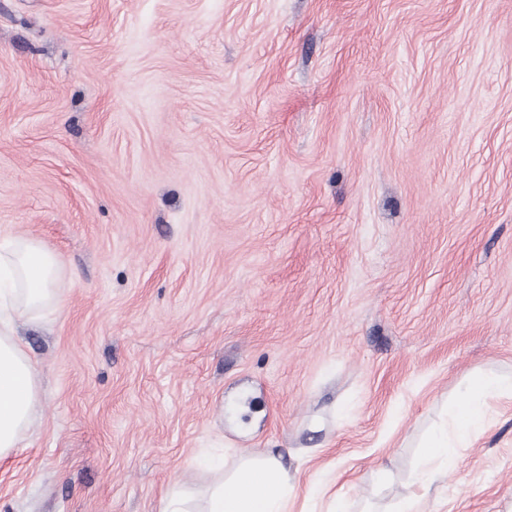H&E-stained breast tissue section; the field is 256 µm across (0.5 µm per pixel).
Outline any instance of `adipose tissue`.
<instances>
[{
    "instance_id": "obj_1",
    "label": "adipose tissue",
    "mask_w": 512,
    "mask_h": 512,
    "mask_svg": "<svg viewBox=\"0 0 512 512\" xmlns=\"http://www.w3.org/2000/svg\"><path fill=\"white\" fill-rule=\"evenodd\" d=\"M61 272L57 256L33 237L0 243V457L20 448L40 404L39 370L13 338L16 318L56 302L54 285ZM512 395V378L480 376L470 383L467 400L450 405V430L465 437L483 419L493 395ZM218 478L204 492L174 484L159 512H289L297 496L298 476L280 455L267 448L236 452L231 464L210 461Z\"/></svg>"
}]
</instances>
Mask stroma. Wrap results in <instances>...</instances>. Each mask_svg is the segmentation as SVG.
<instances>
[{
    "instance_id": "obj_1",
    "label": "stroma",
    "mask_w": 512,
    "mask_h": 512,
    "mask_svg": "<svg viewBox=\"0 0 512 512\" xmlns=\"http://www.w3.org/2000/svg\"><path fill=\"white\" fill-rule=\"evenodd\" d=\"M6 235L62 271L0 512H159L243 448L394 512L512 376V0H0ZM456 455L424 512H512V396ZM512 395V378L490 376L474 377L469 388V397L463 402L450 405L448 416L452 431L466 437L483 419L486 399L493 395ZM452 445L453 442L448 437L447 420V424L444 430L436 433L424 446V448H428L427 462L425 463V467L428 465L429 461H437L445 471H448L449 468H452L454 465L455 455L448 448H457L456 446Z\"/></svg>"
}]
</instances>
